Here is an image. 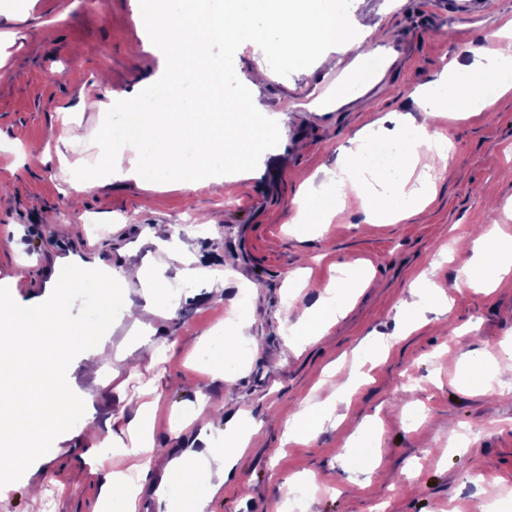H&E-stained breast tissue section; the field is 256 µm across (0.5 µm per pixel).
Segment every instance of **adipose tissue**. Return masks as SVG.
Masks as SVG:
<instances>
[{"mask_svg":"<svg viewBox=\"0 0 512 512\" xmlns=\"http://www.w3.org/2000/svg\"><path fill=\"white\" fill-rule=\"evenodd\" d=\"M331 4L332 0H306L302 10L293 11L275 5L273 0H233L222 18L202 24L190 14L189 0H145L142 24L152 30L159 43L174 50L171 79L147 86L148 93L154 96V111H127L128 134L119 148L112 145L102 129L68 121L61 124L60 141L94 142L101 167L126 179L145 174L162 177L179 169L183 146L189 141L195 143L201 157L223 153V136L206 132L213 123L210 101L192 105V120L187 124L171 105L179 88L209 90L221 80L222 71L208 63L207 47L216 43L230 49L248 45L259 56L275 51L295 58L303 55L309 45L318 43L329 48L328 54L321 56V63L337 66L339 56L356 50L358 44L348 16L336 13ZM486 40L489 47L471 63L467 81H454L444 75L434 89L421 91L416 98L423 122L418 137L404 141L401 160L403 167L415 173L414 186L394 190L380 187L378 175L368 163V152L379 141L381 130L369 125L351 139L336 170L327 173L326 180L335 184V193L311 186L302 193L300 222L307 224L315 217L331 219L346 210L353 198L361 200L374 224H394L423 212L430 196L436 193L433 175L437 169L447 167L449 159L446 141L430 130L429 120L446 111L452 102L462 112L487 107L485 85L489 77L512 66V37L496 31L488 34ZM147 240L157 247V254L138 263L111 268L112 282L119 292L113 295L111 307L101 310L99 331L88 345L80 343L79 338L86 330L73 321L70 307L58 290L52 288L40 297L21 298L18 288L28 277L27 264H18L14 275L7 278L6 290L0 295V375L19 370L23 379L14 391L0 399V458L8 459L12 472L10 479L0 482L1 498L7 497L17 485H29L33 458L46 455L42 448L30 450L25 456L19 454L29 430L16 422L17 413L43 425H56L68 419L74 406L72 397L79 389L70 376L44 375L43 366L49 362L68 366L73 352L78 351L96 374L97 385L111 388L125 400L119 413L106 420V437L93 434L92 419H85L79 428L85 442L83 461L92 474L102 478L96 507L98 512H136L147 477L156 463L153 418L162 393L152 384L130 397L126 394L127 379H122L119 371L101 378L102 367L112 361L111 312L119 310L133 325L143 326L144 316H161L168 309L164 300L168 272H175L184 280L205 273L204 268L197 266L188 244L179 239L175 225H154ZM478 243L479 255L460 271L457 287L486 285L497 275L512 272V252L502 239L484 234ZM18 310L26 313L39 337L34 347H23L20 342L22 329L13 318ZM64 324L70 328L66 336L59 333ZM203 343V338L186 336L180 345L173 346L143 336L127 348L122 358L128 361L130 376H134L165 360L174 349L194 356ZM262 426V421L253 419L246 428L225 433L223 447L204 449L208 464L220 473H229L236 464L238 449L258 441Z\"/></svg>","mask_w":512,"mask_h":512,"instance_id":"ef3b65f1","label":"adipose tissue"}]
</instances>
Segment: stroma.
<instances>
[{
    "mask_svg": "<svg viewBox=\"0 0 512 512\" xmlns=\"http://www.w3.org/2000/svg\"><path fill=\"white\" fill-rule=\"evenodd\" d=\"M353 34L371 56L353 51L329 70L317 66L322 46L293 60L276 57L274 77L248 87L259 59L251 49L208 55L231 76L214 98L215 128L238 127L229 107L249 93L282 124L287 138L268 139L275 162L224 148L255 177L236 167L200 171L196 190L160 181L156 190L113 178L96 168V149L58 140L59 112L75 123L106 127L112 110L92 106L99 89L126 93L136 102L146 82L170 76V48L138 22L139 0H108L104 11L86 0H0V283L17 261L30 265L22 297L42 295L46 273L61 256L106 266L142 261L155 224L193 223L187 243L202 267L224 280L214 293L209 278L174 280L166 296L170 318L155 317L156 336L179 341L201 336L195 358L177 353L133 379L129 392L160 373L163 398L154 420L158 460L139 512H158L153 494L167 482L168 462L199 448L197 426L179 439L169 431L171 413L193 400L195 381L225 335L241 330L252 352L244 364L208 381L204 392L215 437L236 415L263 420L264 441L240 449L239 459L207 512H512V371L489 361L488 391L466 389L463 368L485 343L512 338V276L493 294L454 286L475 259L478 232L512 241L500 215L512 208V94L465 118L443 113L432 127L448 142V168L436 181V198L424 212L397 224H370L360 204L331 223L306 231L292 224L297 192L306 179L321 182L339 153L364 126L397 112L415 115V90L442 71L458 72L494 31L512 32V0H347ZM46 148L48 164L26 159L30 144ZM222 181L213 190V181ZM362 263V288L321 337L313 326L289 329L284 303L289 275L308 273L303 295L318 305L332 265ZM249 297L246 319L235 316ZM417 306L419 323L401 332L399 311ZM358 370L366 381L352 395L331 398L320 379L330 365ZM330 402L332 417L309 436L283 444L284 424L307 401ZM368 423L374 472L354 467L351 446ZM70 426L30 438L49 448L32 476L37 495L21 488L5 512H92L97 479L82 461ZM296 478L300 497L284 498L282 485ZM80 483L83 496L68 488ZM500 489L489 498L484 488Z\"/></svg>",
    "mask_w": 512,
    "mask_h": 512,
    "instance_id": "obj_1",
    "label": "stroma"
}]
</instances>
